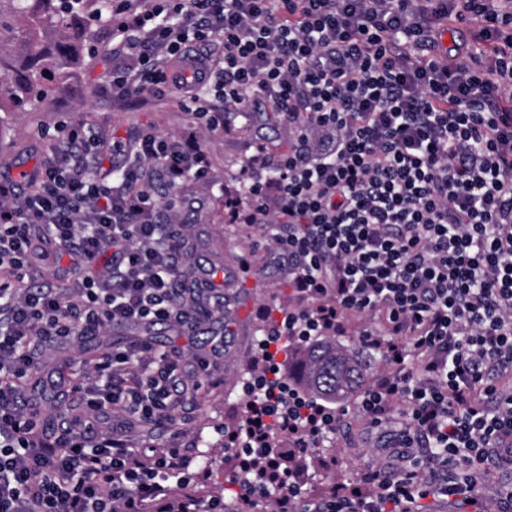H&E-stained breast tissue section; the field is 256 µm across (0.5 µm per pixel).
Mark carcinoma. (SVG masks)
<instances>
[{
    "label": "carcinoma",
    "instance_id": "1",
    "mask_svg": "<svg viewBox=\"0 0 512 512\" xmlns=\"http://www.w3.org/2000/svg\"><path fill=\"white\" fill-rule=\"evenodd\" d=\"M112 18V0H0V152L9 145L16 112H35L62 91L70 74L86 66L94 24ZM301 349V386L330 402L366 383L367 370L384 354V343L364 356V346L324 330Z\"/></svg>",
    "mask_w": 512,
    "mask_h": 512
}]
</instances>
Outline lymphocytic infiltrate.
Segmentation results:
<instances>
[{
    "label": "lymphocytic infiltrate",
    "instance_id": "f902f5d3",
    "mask_svg": "<svg viewBox=\"0 0 512 512\" xmlns=\"http://www.w3.org/2000/svg\"><path fill=\"white\" fill-rule=\"evenodd\" d=\"M453 19L475 29L474 63L430 53ZM112 36L124 54L113 94L175 85L209 126L262 102L293 134L287 154L253 155L244 222L311 307L262 343L248 424L230 436L241 506L270 496L275 512H419L433 497L512 512V482L482 494L492 472L512 474V0H112ZM58 142L34 190L0 176V512H150L168 480L190 485L192 457L134 447L129 433L170 425L228 344L192 359L140 340L107 352L76 381L84 417L52 439L26 388L36 345L185 324L174 226L203 202L160 204L154 183L180 189L208 161L193 128L144 135L110 178L93 127ZM45 237L80 270L71 287L33 283ZM111 248L118 262L96 271ZM346 312L377 315L393 337L392 371L355 401L396 462L316 501L302 494L313 449L349 408L290 382L282 339ZM280 434L284 469L269 451Z\"/></svg>",
    "mask_w": 512,
    "mask_h": 512
}]
</instances>
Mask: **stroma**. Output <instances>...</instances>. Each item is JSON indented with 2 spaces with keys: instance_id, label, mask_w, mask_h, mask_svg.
Masks as SVG:
<instances>
[{
  "instance_id": "stroma-1",
  "label": "stroma",
  "mask_w": 512,
  "mask_h": 512,
  "mask_svg": "<svg viewBox=\"0 0 512 512\" xmlns=\"http://www.w3.org/2000/svg\"><path fill=\"white\" fill-rule=\"evenodd\" d=\"M94 37L95 56L70 79L65 91L50 98L41 111L17 117L10 131L9 153L18 163H39L50 149L49 140L39 137V130L52 131L78 122L91 125L103 144L119 141L129 147L147 133L176 138L189 128H199L209 160L208 174L203 180L188 183L184 191L206 197L207 205L178 227L183 236L196 242L181 256L180 265L186 271L212 270L223 278L224 310L209 322L169 334L167 341L187 354L201 353L207 350L214 332L227 327L232 331L231 351L211 366L192 408L177 418L175 425L158 430L139 426L134 436L137 442L159 449H195L198 459L191 466L192 485L205 504L224 498L227 481L237 468V459L227 448L228 433L237 429L245 414L242 381L256 365L258 341L270 319L293 304L283 275L264 264L265 239L258 230L230 218L224 208V194L244 191L249 159L257 146L284 152L291 136L287 126L276 119L255 131L239 117L213 130L203 128L201 120L168 90L150 89L130 99L116 97L109 74L120 62L123 50L113 42L109 30L96 29ZM130 338L129 331L112 327L79 344L43 348L35 366L56 396L41 403V413L59 412L68 421L81 415L73 383L65 378L67 368L80 367L83 358H95ZM350 422V435H338L315 448L316 463L304 496L325 498L332 486L351 483L363 468L384 465L378 449L363 442L359 417H351Z\"/></svg>"
}]
</instances>
